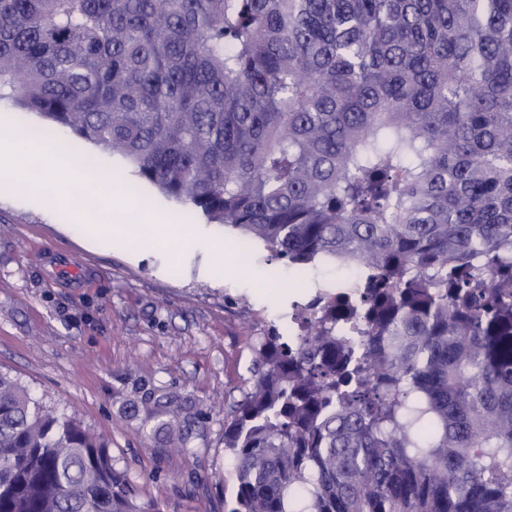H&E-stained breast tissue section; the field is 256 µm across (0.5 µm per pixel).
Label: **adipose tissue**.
I'll return each mask as SVG.
<instances>
[{
  "label": "adipose tissue",
  "mask_w": 512,
  "mask_h": 512,
  "mask_svg": "<svg viewBox=\"0 0 512 512\" xmlns=\"http://www.w3.org/2000/svg\"><path fill=\"white\" fill-rule=\"evenodd\" d=\"M38 159L40 174L38 183L49 191L63 190V183L56 177L60 167L74 172L77 181L74 190L90 187L94 196L95 219L86 226V239L89 243H99L105 236H128L149 246L163 233L178 234L182 228L177 224L125 225L122 214L126 208H143V201L129 195L123 182L107 171L93 168L88 161L72 160L62 143L48 142L43 139L19 135L12 146L0 150V166L14 168L26 165L30 159Z\"/></svg>",
  "instance_id": "adipose-tissue-1"
}]
</instances>
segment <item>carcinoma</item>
<instances>
[{
  "mask_svg": "<svg viewBox=\"0 0 512 512\" xmlns=\"http://www.w3.org/2000/svg\"><path fill=\"white\" fill-rule=\"evenodd\" d=\"M301 270L228 512H512V0H0V99ZM184 451L202 412L148 393ZM0 512H159L0 373Z\"/></svg>",
  "mask_w": 512,
  "mask_h": 512,
  "instance_id": "carcinoma-1",
  "label": "carcinoma"
}]
</instances>
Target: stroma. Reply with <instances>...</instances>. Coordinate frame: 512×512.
Returning <instances> with one entry per match:
<instances>
[{
  "instance_id": "stroma-1",
  "label": "stroma",
  "mask_w": 512,
  "mask_h": 512,
  "mask_svg": "<svg viewBox=\"0 0 512 512\" xmlns=\"http://www.w3.org/2000/svg\"><path fill=\"white\" fill-rule=\"evenodd\" d=\"M98 169L148 201L151 221L185 224L184 209L117 155L86 143ZM88 208L28 188L23 171L0 179V371L47 408L102 435L143 504L160 512H224V419L252 378L254 348L269 325L287 330L294 305L345 279L344 268L295 269L236 230L197 220L187 238L141 248L123 239L88 244L76 218ZM49 251L86 267L83 284L58 282ZM224 268L223 280L204 274ZM176 391L204 412L190 453L163 449L141 412L143 390Z\"/></svg>"
}]
</instances>
